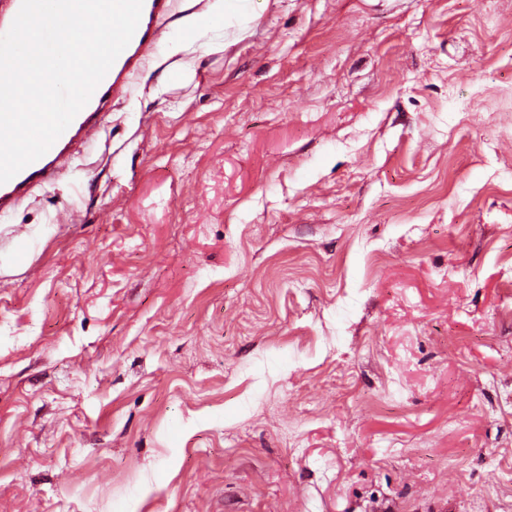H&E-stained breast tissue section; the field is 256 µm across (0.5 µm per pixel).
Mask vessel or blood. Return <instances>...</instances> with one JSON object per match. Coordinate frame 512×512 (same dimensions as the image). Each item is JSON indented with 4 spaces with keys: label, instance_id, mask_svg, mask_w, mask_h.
Wrapping results in <instances>:
<instances>
[{
    "label": "vessel or blood",
    "instance_id": "obj_1",
    "mask_svg": "<svg viewBox=\"0 0 512 512\" xmlns=\"http://www.w3.org/2000/svg\"><path fill=\"white\" fill-rule=\"evenodd\" d=\"M172 0H143L137 29L126 48L116 58L89 102L67 129L38 160L0 184V213L10 212L24 197L53 184L69 166L76 147L95 138L113 99L126 95L132 75L156 48L158 26L167 18Z\"/></svg>",
    "mask_w": 512,
    "mask_h": 512
}]
</instances>
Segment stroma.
Wrapping results in <instances>:
<instances>
[{
    "label": "stroma",
    "instance_id": "stroma-1",
    "mask_svg": "<svg viewBox=\"0 0 512 512\" xmlns=\"http://www.w3.org/2000/svg\"><path fill=\"white\" fill-rule=\"evenodd\" d=\"M157 44L0 220V512H512V0Z\"/></svg>",
    "mask_w": 512,
    "mask_h": 512
}]
</instances>
